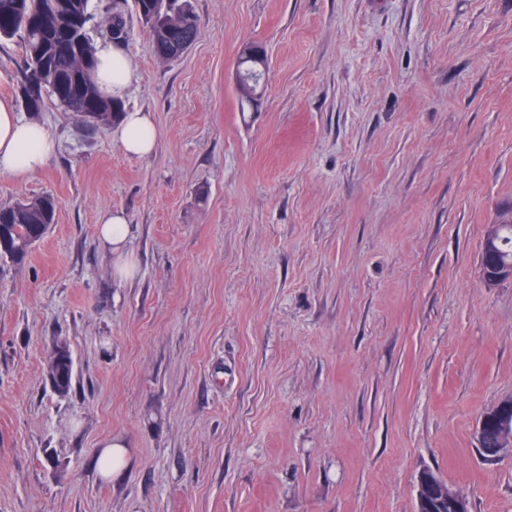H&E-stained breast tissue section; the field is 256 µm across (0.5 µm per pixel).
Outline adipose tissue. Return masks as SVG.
I'll list each match as a JSON object with an SVG mask.
<instances>
[{"mask_svg": "<svg viewBox=\"0 0 512 512\" xmlns=\"http://www.w3.org/2000/svg\"><path fill=\"white\" fill-rule=\"evenodd\" d=\"M99 65L96 82L103 94L124 99L135 78L129 57L112 46L97 51ZM122 150L131 156L152 153L158 138L157 128L149 113H125L112 131ZM56 151V144L43 126L22 119L11 99H0V174L24 177L40 171ZM97 235L100 243L114 257V272L122 279L135 274L128 249L129 224L124 211L110 210L99 217Z\"/></svg>", "mask_w": 512, "mask_h": 512, "instance_id": "obj_1", "label": "adipose tissue"}]
</instances>
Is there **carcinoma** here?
I'll list each match as a JSON object with an SVG mask.
<instances>
[{
	"instance_id": "obj_1",
	"label": "carcinoma",
	"mask_w": 512,
	"mask_h": 512,
	"mask_svg": "<svg viewBox=\"0 0 512 512\" xmlns=\"http://www.w3.org/2000/svg\"><path fill=\"white\" fill-rule=\"evenodd\" d=\"M128 0H111L107 12L110 38L117 44L130 39ZM89 0H0V40L20 36L24 45L25 67L35 72L47 90L46 96L31 97L24 92L25 106L39 112L50 99L66 112H74L91 126L116 123L124 104L104 97L94 80V69L82 68V61L95 62L96 49L86 32L91 20ZM142 23L149 29L157 55L174 59L196 40L197 16L188 0H134ZM237 60L263 85L267 63L264 47L245 43ZM56 202L49 195L0 205V231L10 244L7 256L23 263L34 245L46 235V225L54 223ZM57 360L48 374L57 393L65 395L72 384L73 361L65 344L55 347Z\"/></svg>"
}]
</instances>
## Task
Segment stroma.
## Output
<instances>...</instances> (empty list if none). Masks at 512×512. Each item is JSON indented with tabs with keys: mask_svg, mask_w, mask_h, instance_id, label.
<instances>
[{
	"mask_svg": "<svg viewBox=\"0 0 512 512\" xmlns=\"http://www.w3.org/2000/svg\"><path fill=\"white\" fill-rule=\"evenodd\" d=\"M190 3L169 61L128 12L152 155L49 103L23 117L55 155L0 175V203L57 201L26 263L0 259V512H415L424 470L512 512V456L476 438L512 397V280L481 279L487 225L512 221V0ZM249 41L268 65L244 109ZM24 83L0 41V97ZM98 240L114 256V272L120 279L135 274V265L128 249L129 224L123 210L102 213L97 226ZM54 351L57 353V360L54 364H49L48 374L56 392L65 395L69 392L72 384V356L67 345L63 343L56 345ZM100 456L101 470L110 475L114 470L120 469L126 462V449L120 442H106Z\"/></svg>",
	"mask_w": 512,
	"mask_h": 512,
	"instance_id": "35a3bbf8",
	"label": "stroma"
}]
</instances>
